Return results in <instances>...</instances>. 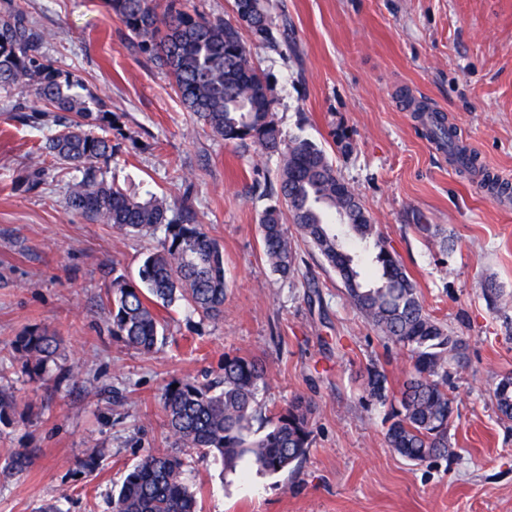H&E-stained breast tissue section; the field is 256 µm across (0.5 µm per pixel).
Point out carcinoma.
Listing matches in <instances>:
<instances>
[{
  "mask_svg": "<svg viewBox=\"0 0 512 512\" xmlns=\"http://www.w3.org/2000/svg\"><path fill=\"white\" fill-rule=\"evenodd\" d=\"M112 14L138 39L140 52L165 68L187 111L216 136L243 147L254 145L276 155L274 177L264 178V194L275 198L259 218L261 251L268 268L284 277L296 271V252L286 222L316 249L341 279L350 305L381 340L407 351L411 369L398 394L388 393L387 377L367 369L363 398L389 405L385 424L388 447L399 456L423 462L453 454L448 434L456 396L452 361L461 340L424 307L420 293L396 250L373 224L358 196L336 175L324 150L299 138L285 140L273 119L274 101L266 79L251 62L241 30L269 48L288 47L287 24L275 23L270 0H234L235 21L211 19L190 0H107ZM47 35L18 5L0 12V90H17L12 104L35 126L47 112L71 113L45 136L43 149L55 164L75 172L66 184L67 209L101 224L157 241L143 258L138 280H112V336L144 353L166 339V322L155 303L168 308L184 302L204 320L223 316L227 281L224 252L205 231L185 199H142L106 179L101 163L115 152L112 130L117 116L45 52ZM430 136L448 147L463 170L478 172L474 156L458 143L444 116L421 107ZM28 191L45 185L41 160L20 179ZM372 246L371 273L348 244ZM486 302L499 308L503 291L485 283ZM23 372L44 380L60 357V341L33 327L12 340ZM267 369L258 357L224 354L216 380L173 379L162 401L175 448L202 450L232 469L245 456L263 471L291 470L306 458L313 442L314 403L298 396L271 416L258 407ZM177 388H172V385ZM499 419L512 422V375L501 376L492 391ZM16 409L12 392L0 388V421ZM33 464L30 452H11L5 465L22 473ZM177 454L147 453L130 468L112 497V512H198L197 493Z\"/></svg>",
  "mask_w": 512,
  "mask_h": 512,
  "instance_id": "cac0c4a2",
  "label": "carcinoma"
}]
</instances>
